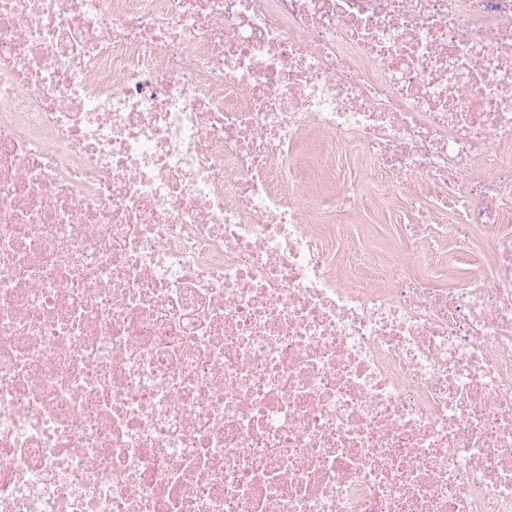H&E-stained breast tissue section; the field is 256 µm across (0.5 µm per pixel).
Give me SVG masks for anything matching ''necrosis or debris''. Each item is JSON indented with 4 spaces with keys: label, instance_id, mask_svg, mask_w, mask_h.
<instances>
[{
    "label": "necrosis or debris",
    "instance_id": "necrosis-or-debris-1",
    "mask_svg": "<svg viewBox=\"0 0 512 512\" xmlns=\"http://www.w3.org/2000/svg\"><path fill=\"white\" fill-rule=\"evenodd\" d=\"M0 512H512V0H0ZM336 174L344 179L362 176L369 167L364 151L357 146L348 147L342 153L336 152ZM406 223L405 214L396 206L381 211L365 196L356 209L336 216V238L348 239L375 259L399 261L406 255V246L399 237L400 225ZM470 270L464 265H450L448 260L438 268L436 282L441 288L458 287L470 275Z\"/></svg>",
    "mask_w": 512,
    "mask_h": 512
}]
</instances>
